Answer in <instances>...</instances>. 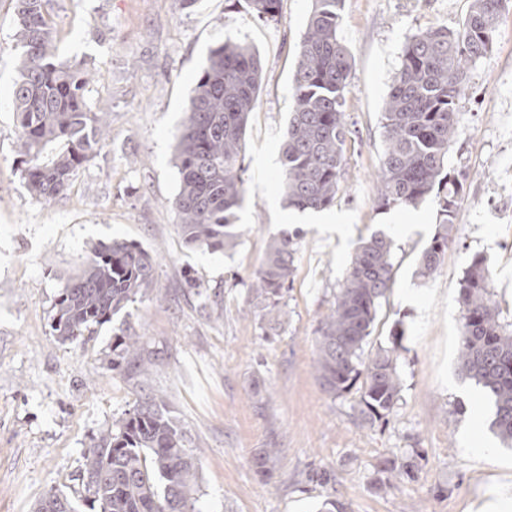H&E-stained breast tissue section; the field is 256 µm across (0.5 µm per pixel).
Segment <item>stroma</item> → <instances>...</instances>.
Masks as SVG:
<instances>
[{"label":"stroma","instance_id":"35a3bbf8","mask_svg":"<svg viewBox=\"0 0 512 512\" xmlns=\"http://www.w3.org/2000/svg\"><path fill=\"white\" fill-rule=\"evenodd\" d=\"M311 6L282 0L266 23L245 0H50L62 58L93 72L88 97L112 110L100 152L45 203L17 161L15 22L11 0H0V512L71 493L85 453L148 396L165 402L200 459L197 512H468L489 487L512 489L493 403L460 371L458 304L472 256L485 255L500 320L512 323V11L468 72L448 148L449 169L466 173L455 240L424 280L418 260L439 229L437 200L378 208L381 114L407 37L457 29L470 0H344L339 35L354 58L345 174L335 203L309 220L285 207L279 175ZM227 35L254 46L264 80L245 133L241 237L224 253L179 235L172 158L208 52ZM335 219L343 231L328 232ZM380 229L394 242L393 281L365 351L403 330L401 393L387 420L366 424L357 392L327 393L314 362L355 249ZM291 233L294 277L274 318L251 285L270 238ZM115 239L152 256V287L84 336H53L65 279L90 247ZM126 333L139 336L149 375L128 360L113 369ZM264 448L279 451L267 476L252 465ZM415 450L414 479L386 482L381 466Z\"/></svg>","mask_w":512,"mask_h":512}]
</instances>
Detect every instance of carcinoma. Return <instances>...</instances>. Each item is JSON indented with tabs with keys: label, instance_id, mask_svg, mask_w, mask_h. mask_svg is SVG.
Listing matches in <instances>:
<instances>
[{
	"label": "carcinoma",
	"instance_id": "cac0c4a2",
	"mask_svg": "<svg viewBox=\"0 0 512 512\" xmlns=\"http://www.w3.org/2000/svg\"><path fill=\"white\" fill-rule=\"evenodd\" d=\"M282 0H246L264 22L278 20ZM292 79L293 104L281 152V186L288 207H330L344 176L348 135L343 106L353 58L339 36L343 0H312ZM512 0H471L457 30L431 27L411 34L382 112L385 149L378 173L379 208H416L436 194L441 227L423 250L418 274L432 277L457 224L465 173L448 171V147L458 121L467 70L493 45L498 22ZM20 49L13 100L19 124L17 152L29 191L49 203L64 195L71 177L102 148L107 112L87 97L91 72L61 59L45 0H15ZM263 81L253 46L226 39L211 48L201 70L174 160L180 186L174 201L184 240L217 252L237 245L236 212L247 188L242 178L244 135ZM392 238L382 230L364 239L336 293L317 337L316 371L330 394L351 392L359 378L357 406L371 423L387 418L400 399L397 372L403 332L364 356L380 299L392 280ZM293 237L271 239L252 288L265 306H276L294 275ZM484 256L472 257L461 280L460 367L495 407L492 427L512 446V331L499 322ZM153 283V259L126 241L95 246L59 290L54 335L74 339L103 325ZM185 432L154 397L139 402L85 456L77 477L94 512H196L198 458ZM279 449L255 458L270 472ZM418 449L382 471L415 474ZM36 512H76L62 492L42 497Z\"/></svg>",
	"mask_w": 512,
	"mask_h": 512
}]
</instances>
